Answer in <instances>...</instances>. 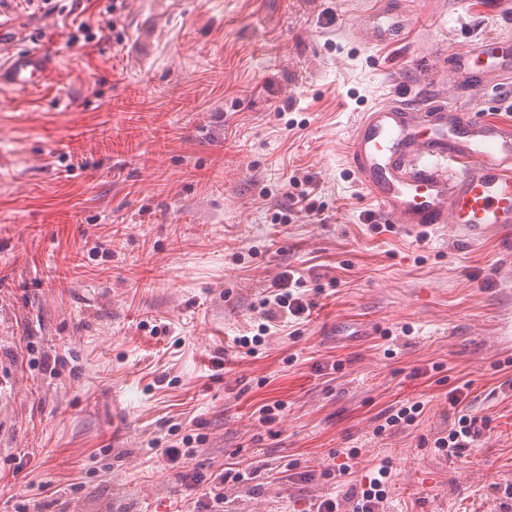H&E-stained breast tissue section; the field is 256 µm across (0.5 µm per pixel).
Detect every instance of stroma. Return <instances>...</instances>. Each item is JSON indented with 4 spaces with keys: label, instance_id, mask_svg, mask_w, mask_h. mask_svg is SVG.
Returning a JSON list of instances; mask_svg holds the SVG:
<instances>
[{
    "label": "stroma",
    "instance_id": "35a3bbf8",
    "mask_svg": "<svg viewBox=\"0 0 512 512\" xmlns=\"http://www.w3.org/2000/svg\"><path fill=\"white\" fill-rule=\"evenodd\" d=\"M373 2L0 0L20 27L0 56L58 62L0 87V512H197L193 476L241 469L224 512H352L384 460L379 512H512V235L406 236L346 158L379 104L512 128V9L381 0L408 22L381 45ZM291 271L310 313L245 354ZM465 382L482 429L450 458L434 441ZM52 66V58L41 51L12 55L6 62H0V84L6 83L17 90L40 87L47 82ZM421 410L422 406L419 402H414L409 406L406 404L400 405L386 417V425H380V428L377 429L378 433H383L387 429L391 430L404 423L410 425L415 421V418L418 416L417 414H420Z\"/></svg>",
    "mask_w": 512,
    "mask_h": 512
}]
</instances>
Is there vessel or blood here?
Listing matches in <instances>:
<instances>
[{"label":"vessel or blood","instance_id":"vessel-or-blood-1","mask_svg":"<svg viewBox=\"0 0 512 512\" xmlns=\"http://www.w3.org/2000/svg\"><path fill=\"white\" fill-rule=\"evenodd\" d=\"M53 61L33 50L0 62V84L29 90ZM347 160L387 222L412 233L442 224L469 238L512 230V129L462 120L436 102L419 113L378 105L357 115Z\"/></svg>","mask_w":512,"mask_h":512}]
</instances>
